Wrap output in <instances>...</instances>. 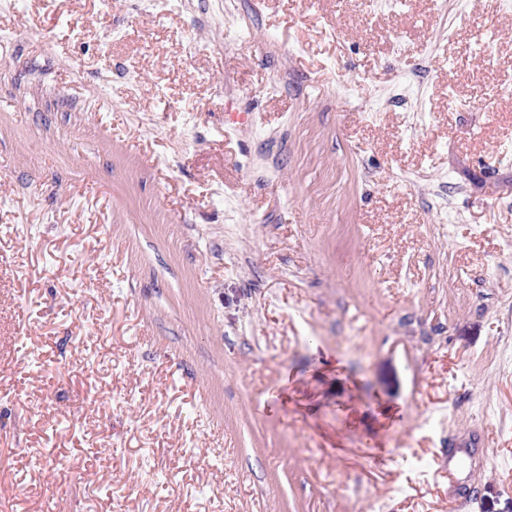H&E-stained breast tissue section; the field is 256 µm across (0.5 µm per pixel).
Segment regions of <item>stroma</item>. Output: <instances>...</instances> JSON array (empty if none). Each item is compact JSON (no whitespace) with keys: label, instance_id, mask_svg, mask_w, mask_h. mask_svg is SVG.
Returning <instances> with one entry per match:
<instances>
[{"label":"stroma","instance_id":"35a3bbf8","mask_svg":"<svg viewBox=\"0 0 512 512\" xmlns=\"http://www.w3.org/2000/svg\"><path fill=\"white\" fill-rule=\"evenodd\" d=\"M480 435L512 512V11L0 0V512H446ZM477 444L454 448L448 453V480L459 482L471 478L484 465V455L476 448Z\"/></svg>","mask_w":512,"mask_h":512}]
</instances>
